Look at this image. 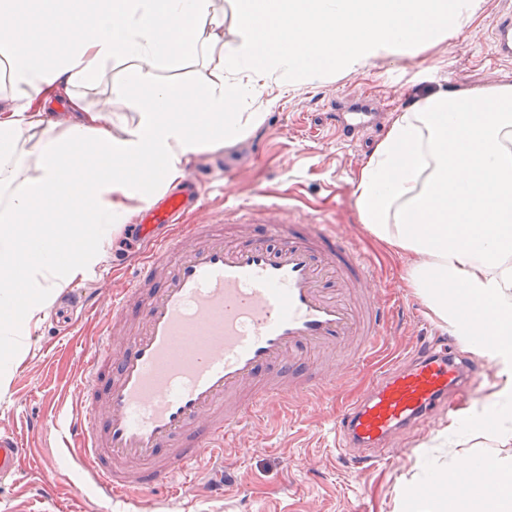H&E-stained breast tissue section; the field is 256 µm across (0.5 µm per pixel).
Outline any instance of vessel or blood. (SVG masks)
Returning a JSON list of instances; mask_svg holds the SVG:
<instances>
[{
	"instance_id": "obj_1",
	"label": "vessel or blood",
	"mask_w": 512,
	"mask_h": 512,
	"mask_svg": "<svg viewBox=\"0 0 512 512\" xmlns=\"http://www.w3.org/2000/svg\"><path fill=\"white\" fill-rule=\"evenodd\" d=\"M492 46L497 58L512 59L511 14L494 26ZM211 183L189 173L144 208L125 228L137 254L86 299L102 323L85 344L74 392L80 410L62 427L61 452L99 496L131 504L154 490L191 488L201 464L241 444L262 413L296 414L319 394L334 404L341 461L359 473L393 435L468 402L480 375L453 344L424 343L385 364L399 313L380 304L375 271L354 244L281 198L187 223ZM350 345L348 376L368 363L375 370L347 400L318 357ZM29 452L1 431L0 480L15 476ZM490 488L470 473L448 498L458 505Z\"/></svg>"
}]
</instances>
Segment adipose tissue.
I'll list each match as a JSON object with an SVG mask.
<instances>
[{
	"instance_id": "adipose-tissue-1",
	"label": "adipose tissue",
	"mask_w": 512,
	"mask_h": 512,
	"mask_svg": "<svg viewBox=\"0 0 512 512\" xmlns=\"http://www.w3.org/2000/svg\"><path fill=\"white\" fill-rule=\"evenodd\" d=\"M241 34L224 40L219 0H0V329L43 311L52 287L96 261L101 228L129 221L127 204L182 179L198 153L258 128L247 111L258 84L281 72L361 67L412 55L423 32L462 30L477 0H239ZM209 79L161 77L189 57ZM241 81L225 83V70ZM107 81L131 98L128 126L91 107ZM66 116L51 119L55 101ZM352 197L361 224L411 255L405 281L439 323L498 369L495 435L512 442V84L438 92L397 113L360 168ZM478 301L461 311L458 299ZM492 321V340L479 329ZM486 470L485 501L512 512V463L473 454L435 464L430 479Z\"/></svg>"
}]
</instances>
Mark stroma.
I'll list each match as a JSON object with an SVG mask.
<instances>
[{
  "label": "stroma",
  "instance_id": "1",
  "mask_svg": "<svg viewBox=\"0 0 512 512\" xmlns=\"http://www.w3.org/2000/svg\"><path fill=\"white\" fill-rule=\"evenodd\" d=\"M512 0H482L462 32L425 44L414 55L387 59L323 78L268 83L261 99H276L264 123L224 146L192 157L188 170H207L218 162L231 164L233 177L223 190L206 193L199 211L187 221L209 220L228 206L251 205L260 196H280L306 211L323 212L338 231L366 252L381 287L393 290L406 313L389 347L390 354L410 351L444 330L403 276L410 258L375 240L360 223L351 196L357 171L368 160L381 134L363 133L344 144L325 116L329 99L346 95L371 97L384 122L415 101L439 91L458 92L496 83H512V59L492 52V26ZM123 252L114 233L104 235L97 262L57 288L49 306L22 326V350L13 366L8 388H0V430L27 440L35 454L18 465L15 478L0 481V502L22 506L35 498L44 480H51L54 500L74 505L77 512H123L93 496L72 474L59 453L58 413L47 402L66 396L80 376L85 353L82 339L98 319L88 315L84 294L101 287V273L121 263ZM332 411L330 399H316L305 413L289 416L269 412L248 449L224 452V466L233 474L220 497L191 493L168 495L143 505V512H404L405 482L427 479L431 460L464 454L465 446L436 448L447 419L438 417L418 433L397 441V453L364 476L333 462V435L324 420ZM43 420L40 432L27 431L24 422Z\"/></svg>",
  "mask_w": 512,
  "mask_h": 512
}]
</instances>
